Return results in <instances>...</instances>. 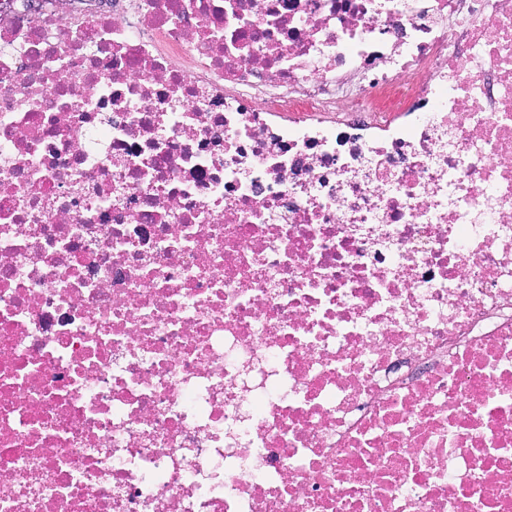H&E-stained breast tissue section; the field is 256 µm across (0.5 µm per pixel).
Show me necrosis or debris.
<instances>
[{
  "mask_svg": "<svg viewBox=\"0 0 512 512\" xmlns=\"http://www.w3.org/2000/svg\"><path fill=\"white\" fill-rule=\"evenodd\" d=\"M0 512H512V0H0Z\"/></svg>",
  "mask_w": 512,
  "mask_h": 512,
  "instance_id": "necrosis-or-debris-1",
  "label": "necrosis or debris"
}]
</instances>
